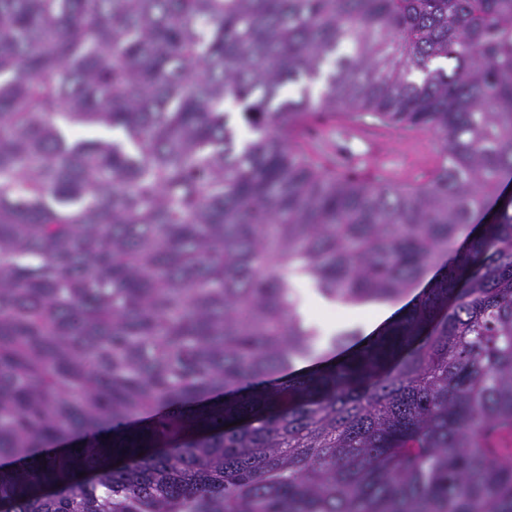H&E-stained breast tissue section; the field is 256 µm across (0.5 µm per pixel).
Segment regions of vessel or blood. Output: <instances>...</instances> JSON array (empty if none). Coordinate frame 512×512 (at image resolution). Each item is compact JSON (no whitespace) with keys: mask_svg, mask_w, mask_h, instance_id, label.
I'll use <instances>...</instances> for the list:
<instances>
[{"mask_svg":"<svg viewBox=\"0 0 512 512\" xmlns=\"http://www.w3.org/2000/svg\"><path fill=\"white\" fill-rule=\"evenodd\" d=\"M332 126L335 140L306 142L305 151L324 165L347 167L368 182L387 186L417 182L432 159L425 138L418 133L406 134L394 151L390 144L396 138L390 128L362 124L347 113L336 114Z\"/></svg>","mask_w":512,"mask_h":512,"instance_id":"obj_1","label":"vessel or blood"}]
</instances>
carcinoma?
<instances>
[{"label":"carcinoma","mask_w":512,"mask_h":512,"mask_svg":"<svg viewBox=\"0 0 512 512\" xmlns=\"http://www.w3.org/2000/svg\"><path fill=\"white\" fill-rule=\"evenodd\" d=\"M321 112L440 160L328 173ZM507 175L512 0H0V512H512ZM298 276L424 288L335 362Z\"/></svg>","instance_id":"cac0c4a2"}]
</instances>
